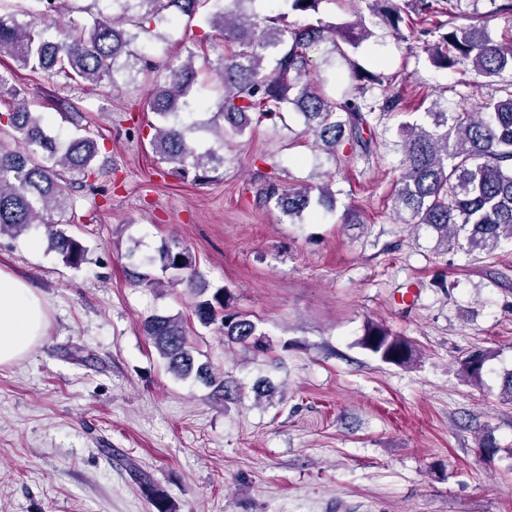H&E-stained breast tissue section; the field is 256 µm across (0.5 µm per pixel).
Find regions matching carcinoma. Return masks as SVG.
<instances>
[{"instance_id": "1", "label": "carcinoma", "mask_w": 512, "mask_h": 512, "mask_svg": "<svg viewBox=\"0 0 512 512\" xmlns=\"http://www.w3.org/2000/svg\"><path fill=\"white\" fill-rule=\"evenodd\" d=\"M24 9L0 0V54L34 73L63 76L78 86L115 84V73L135 56L142 66L147 59L132 49L140 35L167 21L198 16L203 0H112V12L99 8L91 24L66 19L68 0H27ZM212 10L202 19L224 41L228 52L217 70L222 90L218 116L225 126L213 129L214 140L202 146L190 134L203 128L193 116L201 108L194 96L198 80L197 53L190 46L170 58L157 76L149 101L158 117L150 145L157 160L182 181L206 184L224 164V128L244 133L252 124L273 121L294 107L305 119L306 132L315 145L340 162L358 153H371L372 139L365 138L372 112H391L398 98L373 101L367 83L385 79L352 70V84L338 100L321 92L311 74L309 52L329 43L356 48L369 37L360 22L331 23L319 17L324 0H280L274 15H246L244 4L253 0H211ZM385 24L399 30L402 13L425 19L434 11L433 0H372ZM304 17L300 24L290 16ZM66 23L61 39L46 35V20ZM432 62L443 68L464 67L484 79L512 70V34L497 41L490 37L485 20L458 25L448 20L442 44L428 47ZM272 67H267L266 62ZM0 95L11 106L0 112V236H16L35 224L44 226L49 250L79 268L87 248L74 234L61 228L71 223L80 189L88 186L99 168L97 136L83 134L62 140L44 129V117L32 109L27 88L9 83L0 74ZM429 129L405 127L402 142L400 188L394 197L398 212L408 224H426L448 243L466 233L471 251L494 252L502 240L512 239V81L496 85L478 110L429 113ZM326 185H283L274 181L259 192V200L274 202L289 218L302 217L325 205ZM163 271L174 273L173 282L184 283L194 296L193 314L205 327L216 325L231 343L259 349L255 323L246 315L228 311L230 291L210 292L201 286L196 258L174 240L159 253ZM143 330L153 341L168 368L175 374L195 375L226 393L224 378L208 364H196L185 323L178 317L154 315ZM364 346L381 361L409 365L415 360L413 344L379 326L367 330ZM486 350L469 352L460 361V372L470 382L481 379Z\"/></svg>"}]
</instances>
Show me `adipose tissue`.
Returning a JSON list of instances; mask_svg holds the SVG:
<instances>
[{"instance_id":"ef3b65f1","label":"adipose tissue","mask_w":512,"mask_h":512,"mask_svg":"<svg viewBox=\"0 0 512 512\" xmlns=\"http://www.w3.org/2000/svg\"><path fill=\"white\" fill-rule=\"evenodd\" d=\"M48 326L43 299L27 283L0 269V365L28 355Z\"/></svg>"}]
</instances>
